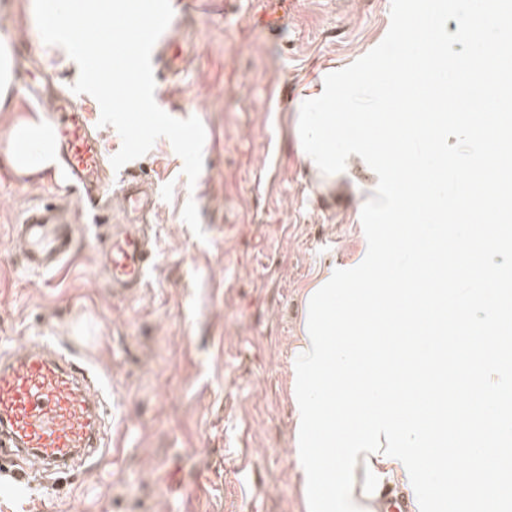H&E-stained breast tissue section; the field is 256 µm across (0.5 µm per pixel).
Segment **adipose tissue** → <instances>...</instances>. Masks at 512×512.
<instances>
[{"instance_id": "adipose-tissue-1", "label": "adipose tissue", "mask_w": 512, "mask_h": 512, "mask_svg": "<svg viewBox=\"0 0 512 512\" xmlns=\"http://www.w3.org/2000/svg\"><path fill=\"white\" fill-rule=\"evenodd\" d=\"M7 161L24 173L50 167L52 162L51 129L48 123L28 120L14 125L9 133ZM351 498L363 512H381L383 503L376 496L382 488H405L407 479L399 461L381 462L370 452L357 456L353 470Z\"/></svg>"}]
</instances>
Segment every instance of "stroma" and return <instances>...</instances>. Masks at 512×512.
<instances>
[{"label": "stroma", "mask_w": 512, "mask_h": 512, "mask_svg": "<svg viewBox=\"0 0 512 512\" xmlns=\"http://www.w3.org/2000/svg\"><path fill=\"white\" fill-rule=\"evenodd\" d=\"M169 51L154 98L174 118L198 117L203 169L188 182L168 139L128 170L152 180L153 261L141 293L116 298L95 264L99 236L123 218L111 190L97 223H80L57 276L22 269L11 226L37 202L86 207L54 174L0 179V345L42 334L64 343L80 319L83 351L111 403L106 457L26 491L0 478V512H304L294 458L289 361L307 288L360 250L356 202L337 183L317 191L295 148L296 111L271 92L310 85L368 53L390 26L391 0H296L279 34L235 0L224 20L171 0ZM18 88L78 74L45 44L34 0H0Z\"/></svg>", "instance_id": "obj_1"}]
</instances>
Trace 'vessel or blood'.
<instances>
[{
    "label": "vessel or blood",
    "instance_id": "1",
    "mask_svg": "<svg viewBox=\"0 0 512 512\" xmlns=\"http://www.w3.org/2000/svg\"><path fill=\"white\" fill-rule=\"evenodd\" d=\"M53 132L62 180L81 200L100 202L111 185V163L97 131L74 106ZM121 198L133 220L113 225L98 258L113 294L124 297L146 281L153 253L145 226L157 194L131 176L121 182ZM64 221L63 212L51 203H36L23 212L13 231L28 270L51 274L69 257L72 236ZM103 402V388L75 345L60 347L46 340L0 354V456L60 470L86 465L104 446Z\"/></svg>",
    "mask_w": 512,
    "mask_h": 512
}]
</instances>
